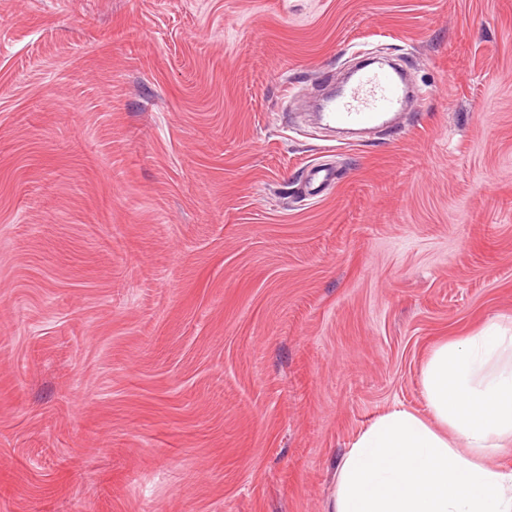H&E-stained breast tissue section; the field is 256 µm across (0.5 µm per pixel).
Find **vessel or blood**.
<instances>
[{
    "mask_svg": "<svg viewBox=\"0 0 512 512\" xmlns=\"http://www.w3.org/2000/svg\"><path fill=\"white\" fill-rule=\"evenodd\" d=\"M406 95L396 73L363 69L327 103L321 119L329 126L369 125L401 111Z\"/></svg>",
    "mask_w": 512,
    "mask_h": 512,
    "instance_id": "obj_1",
    "label": "vessel or blood"
}]
</instances>
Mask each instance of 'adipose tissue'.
I'll use <instances>...</instances> for the list:
<instances>
[{"instance_id": "1", "label": "adipose tissue", "mask_w": 512, "mask_h": 512, "mask_svg": "<svg viewBox=\"0 0 512 512\" xmlns=\"http://www.w3.org/2000/svg\"><path fill=\"white\" fill-rule=\"evenodd\" d=\"M426 414L393 408L342 456L329 512H512V322L436 345L421 368Z\"/></svg>"}]
</instances>
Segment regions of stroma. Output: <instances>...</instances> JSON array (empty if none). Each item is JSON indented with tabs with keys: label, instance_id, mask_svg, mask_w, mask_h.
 Here are the masks:
<instances>
[{
	"label": "stroma",
	"instance_id": "obj_1",
	"mask_svg": "<svg viewBox=\"0 0 512 512\" xmlns=\"http://www.w3.org/2000/svg\"><path fill=\"white\" fill-rule=\"evenodd\" d=\"M375 55L401 124L302 120ZM509 319L512 0H0V512H328Z\"/></svg>",
	"mask_w": 512,
	"mask_h": 512
}]
</instances>
